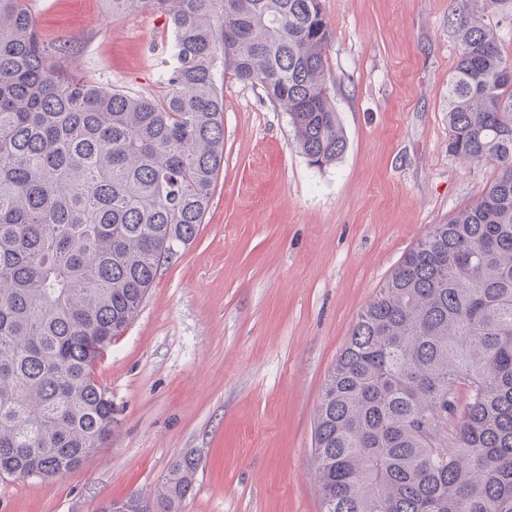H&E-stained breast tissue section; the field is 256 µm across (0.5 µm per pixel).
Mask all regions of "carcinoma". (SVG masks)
Segmentation results:
<instances>
[{
	"label": "carcinoma",
	"mask_w": 512,
	"mask_h": 512,
	"mask_svg": "<svg viewBox=\"0 0 512 512\" xmlns=\"http://www.w3.org/2000/svg\"><path fill=\"white\" fill-rule=\"evenodd\" d=\"M168 18L162 95L52 63L28 0H0V474L55 479L114 429L96 364L196 237L224 159L215 65L288 113L322 168L347 140L322 0H112ZM448 154L498 174L435 224L357 316L314 423L322 512H512V60L456 18ZM197 459L101 512H180Z\"/></svg>",
	"instance_id": "obj_1"
}]
</instances>
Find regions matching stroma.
<instances>
[{"label":"stroma","mask_w":512,"mask_h":512,"mask_svg":"<svg viewBox=\"0 0 512 512\" xmlns=\"http://www.w3.org/2000/svg\"><path fill=\"white\" fill-rule=\"evenodd\" d=\"M347 148L318 168L287 112L217 71L224 164L194 241L163 265L96 366L116 420L61 478L0 475V512H99L198 460L182 512H321L313 427L358 314L406 250L495 179L448 153L455 18L475 0H323ZM60 71L161 94L166 17L108 0H29Z\"/></svg>","instance_id":"stroma-1"}]
</instances>
